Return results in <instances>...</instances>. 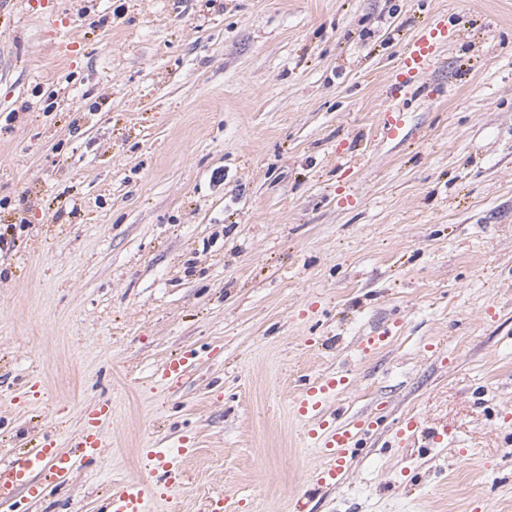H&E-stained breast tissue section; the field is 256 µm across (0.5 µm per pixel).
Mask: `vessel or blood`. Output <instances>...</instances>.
Masks as SVG:
<instances>
[{
	"mask_svg": "<svg viewBox=\"0 0 512 512\" xmlns=\"http://www.w3.org/2000/svg\"><path fill=\"white\" fill-rule=\"evenodd\" d=\"M448 35L447 25L423 29L408 42L402 51L401 71L403 76H413L427 70L435 59L437 44ZM403 88L396 82L389 86L388 104L380 112L379 123L388 138H398L405 124V114L397 104ZM195 358L194 351H183L169 360L161 369V379L170 380L183 375ZM350 379L343 373H331L306 383L294 399L297 413L308 423L307 434L319 448L324 462L310 476L302 495L296 496L291 512H312L311 503L322 492L343 484L349 471V458L363 435L371 432L375 425L373 417L343 421L341 416L327 412L326 404L338 391L348 388ZM54 440H46L41 448L32 451L5 469L0 468V501L14 498L17 487L26 486L29 497H39L42 487L30 481L33 472L52 470L67 473L77 464L88 461L100 453L104 440L99 433L83 430L66 454L54 451ZM148 474L129 481L113 490L105 506V512H148L149 505L160 488L180 487L185 479L179 464L154 448L145 449Z\"/></svg>",
	"mask_w": 512,
	"mask_h": 512,
	"instance_id": "b4317fda",
	"label": "vessel or blood"
}]
</instances>
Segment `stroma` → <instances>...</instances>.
<instances>
[{
  "instance_id": "stroma-1",
  "label": "stroma",
  "mask_w": 512,
  "mask_h": 512,
  "mask_svg": "<svg viewBox=\"0 0 512 512\" xmlns=\"http://www.w3.org/2000/svg\"><path fill=\"white\" fill-rule=\"evenodd\" d=\"M1 231L0 461L112 414L0 512H103L147 448L186 470L156 512H289L323 462L292 399L336 372L377 426L313 512H512V0H0ZM448 36V26L438 24L435 28H424L418 36L408 42L402 51L401 73L399 76H406L405 80H398L392 83L387 92L386 98L390 103L381 110L379 123L383 132L390 139H396L402 133L405 124V113L400 109L398 97L402 88L409 86L413 74L428 70L435 59L436 45ZM194 358L195 352L193 350L183 351L177 357L166 362L159 373V377L163 380L181 377L186 369L193 363Z\"/></svg>"
}]
</instances>
